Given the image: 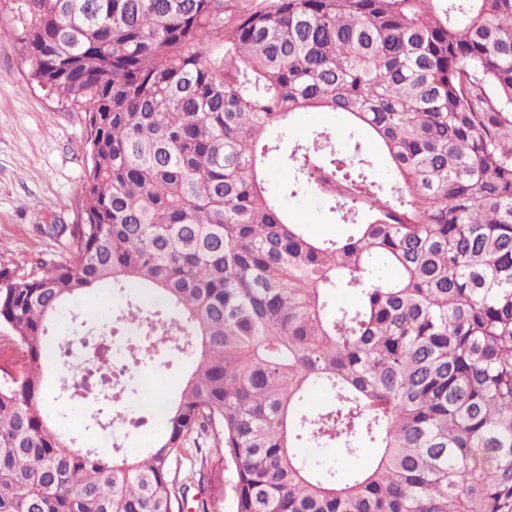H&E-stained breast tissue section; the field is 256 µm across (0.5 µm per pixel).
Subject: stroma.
<instances>
[{
  "label": "stroma",
  "instance_id": "stroma-1",
  "mask_svg": "<svg viewBox=\"0 0 512 512\" xmlns=\"http://www.w3.org/2000/svg\"><path fill=\"white\" fill-rule=\"evenodd\" d=\"M347 126L341 112H304L286 132L283 147L289 150L307 144L321 129ZM86 138L85 113L31 84L16 39L0 37V264L24 273L36 258L59 255L62 244L46 227L80 220L88 161ZM284 203L292 222L304 225L312 237L340 238L348 232L347 225L334 223L317 191L303 190ZM86 357V352H77L70 364H58L46 372L44 412L60 432L76 438L80 445L99 446L108 440L114 444L113 455L145 454L155 442V432L134 430L117 421L111 434H103L91 419L93 405L75 404L62 390V377L76 375ZM184 373L181 367L164 373L140 369L128 383L126 406L137 410L141 395L148 392L175 400ZM373 454V449L366 448L357 458L345 459L338 449L322 447L311 449L308 458L343 481L365 467Z\"/></svg>",
  "mask_w": 512,
  "mask_h": 512
}]
</instances>
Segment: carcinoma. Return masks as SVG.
Returning <instances> with one entry per match:
<instances>
[{
  "instance_id": "1",
  "label": "carcinoma",
  "mask_w": 512,
  "mask_h": 512,
  "mask_svg": "<svg viewBox=\"0 0 512 512\" xmlns=\"http://www.w3.org/2000/svg\"><path fill=\"white\" fill-rule=\"evenodd\" d=\"M32 83L86 114L79 224L61 261L0 264V512H512V0H17ZM349 118L345 149L299 113ZM369 131L389 182L354 137ZM294 170L269 194L264 162ZM325 194L341 239L283 198ZM108 286L123 307L80 338L95 425L122 372L98 340L134 331L136 364H190L153 447H79L41 405L71 355L50 323ZM342 288L353 305H333ZM322 388L331 409L306 412ZM308 438L370 463L348 481ZM198 470L180 477V462ZM347 127V118L342 112H302L286 132L283 148L289 152L295 145H306L317 130ZM231 467L222 470L220 466L214 465L209 470L208 493L217 502L216 512H231V491L230 480ZM224 500V502H223Z\"/></svg>"
}]
</instances>
